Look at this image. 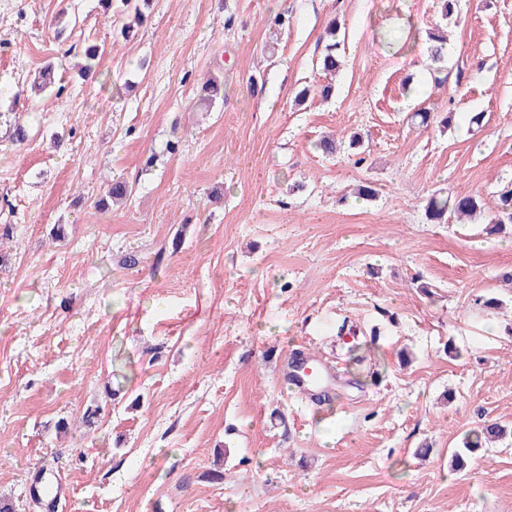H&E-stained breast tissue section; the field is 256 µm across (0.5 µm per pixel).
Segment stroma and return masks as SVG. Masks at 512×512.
Here are the masks:
<instances>
[{
  "instance_id": "1",
  "label": "stroma",
  "mask_w": 512,
  "mask_h": 512,
  "mask_svg": "<svg viewBox=\"0 0 512 512\" xmlns=\"http://www.w3.org/2000/svg\"><path fill=\"white\" fill-rule=\"evenodd\" d=\"M60 1L0 0V496L44 512L47 472L51 512H512V438L451 466L467 431L512 424V236L424 211L512 187V0H138L128 36L119 0ZM333 20L335 91L296 102ZM49 61L61 96L18 97ZM353 134L361 153L315 148ZM115 179L131 196L95 208ZM298 349L332 367L323 406L270 359ZM196 103L205 108H212L219 100H224V82L211 76L203 81L196 93ZM439 194V196H438ZM452 211L460 220L481 215L483 203L474 195L457 192L456 194H432L425 204V214L431 224H445L448 211Z\"/></svg>"
}]
</instances>
